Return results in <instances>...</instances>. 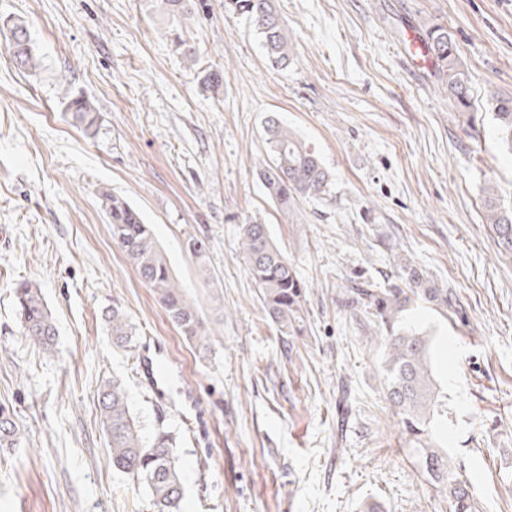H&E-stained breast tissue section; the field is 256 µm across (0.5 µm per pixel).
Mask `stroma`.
<instances>
[{
  "instance_id": "obj_1",
  "label": "stroma",
  "mask_w": 512,
  "mask_h": 512,
  "mask_svg": "<svg viewBox=\"0 0 512 512\" xmlns=\"http://www.w3.org/2000/svg\"><path fill=\"white\" fill-rule=\"evenodd\" d=\"M157 0H0V404L19 447L0 448V512H153L112 466L97 394L120 379L144 434L178 438L185 512H452L423 476L381 388L382 352L351 280L404 285L407 259L450 307L414 299L406 326L434 340L442 411L432 436L473 512H512V255L484 220V187L512 209V153L489 91L512 96V0H274L293 47L271 68L244 19L208 0L186 59ZM43 59L17 68L6 26ZM453 34L470 79L461 116L411 44ZM224 72L209 89L200 73ZM92 99L95 133L63 94ZM334 177L327 199L279 214L257 172L268 113ZM151 225L212 337L181 336L113 245L102 192ZM268 225L306 285L307 332L288 340L246 271L240 228ZM206 245L204 265L187 237ZM210 276L202 278L200 267ZM39 285L57 328L24 336L16 283ZM136 330L113 347L103 316Z\"/></svg>"
}]
</instances>
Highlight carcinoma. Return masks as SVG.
<instances>
[{"label": "carcinoma", "instance_id": "obj_1", "mask_svg": "<svg viewBox=\"0 0 512 512\" xmlns=\"http://www.w3.org/2000/svg\"><path fill=\"white\" fill-rule=\"evenodd\" d=\"M164 13L171 18L173 44L186 56L191 47L182 38L181 25L206 6L204 0H161ZM224 11L242 16L259 36L268 61L285 69L291 47L283 25L273 10L272 0H224ZM421 41L434 61L442 89L456 110L470 108L468 72L455 40L448 29L434 25L423 30ZM7 49L14 62L23 69L36 71L42 61L32 46L26 24L16 22L9 30ZM499 140L512 150V97L493 94L489 100ZM72 119L90 129L95 126L97 108L82 95L67 102ZM265 140L270 162L259 170L266 193L283 215L294 210L297 201H319L330 194L331 172L295 132L270 115L265 120ZM106 223L112 240L140 279L151 289L171 322L198 350L206 351L211 336L199 314L173 279L170 266L162 254L149 225L141 213L124 198L112 193L102 195ZM486 223L492 225L499 248L512 254V212L500 208L495 198L485 199ZM241 250L247 271L259 290L266 316L282 336L302 333L303 281L287 256L273 242L267 225L252 221L241 225ZM409 284L381 288L365 280H353L349 286L351 303L378 330L370 341L382 347V390L391 405L392 415L403 431L419 445V463L428 479L448 490L455 512H471L466 486L448 464V453L428 441L429 427L440 414L439 389L430 366V340L410 327L399 326V318L412 297L442 307L448 306V290L427 279L412 264L401 263ZM17 317L29 340L50 350L55 345V321L39 288L28 281L14 287ZM112 346L127 349L134 343L135 332L125 313L112 307L105 317ZM100 414L112 450V466L143 485L156 512H182L184 496L178 464L177 442L171 432L158 428L150 437L142 434L130 410L122 382L114 377L105 381L100 396ZM19 426L9 408L0 405V448H15Z\"/></svg>", "mask_w": 512, "mask_h": 512}]
</instances>
